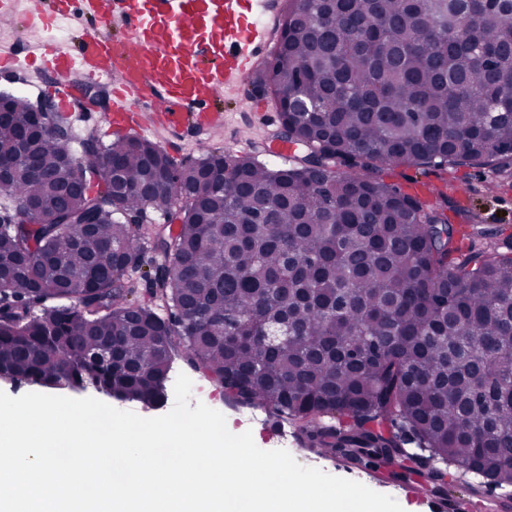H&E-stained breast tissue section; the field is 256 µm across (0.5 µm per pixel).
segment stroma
<instances>
[{
  "mask_svg": "<svg viewBox=\"0 0 512 512\" xmlns=\"http://www.w3.org/2000/svg\"><path fill=\"white\" fill-rule=\"evenodd\" d=\"M27 6L28 0H12L15 22L10 26L0 24V53H13L23 58L49 39L75 43L83 31L93 28L91 22L73 15L60 19L56 27L49 30L37 25L24 27L20 21L27 12ZM51 84L48 75L34 69L0 71V92L22 93L36 100L48 96ZM216 101L224 108L222 128L208 130L191 124L176 127L158 124L148 132V139L161 145L176 162L183 164L195 162L204 147L237 156L250 155L268 165L283 168L289 166L294 156L300 155V148L288 147L277 141L279 112L271 96L261 92L255 74L226 79ZM111 113L112 107L108 104L94 105L84 111L71 104L61 111L78 131H97L106 143L119 136L138 135L136 126L109 124ZM457 182L461 189L455 193V200L471 212L476 222L496 230L495 242L499 247L512 244V187L498 185L488 173L476 168L459 170ZM172 372L186 374L193 384L203 387L202 402L225 416L228 429H235L239 419H251V431L259 448L275 450L287 446L289 453L301 465L315 467L340 478L352 480L359 472V465L339 454L308 447L299 438L296 427H289L288 440L284 443L276 437H264L261 429L272 421L268 412L235 405L225 396L220 385L192 368L184 358H176ZM409 479L407 472L392 465L371 468L363 483L375 492L393 497L404 512H430V505L434 502L443 504V512H485L483 504L488 489L475 479L450 483L445 493H430L428 500L421 503L413 502L402 493L401 487Z\"/></svg>",
  "mask_w": 512,
  "mask_h": 512,
  "instance_id": "1",
  "label": "stroma"
}]
</instances>
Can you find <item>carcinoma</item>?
Wrapping results in <instances>:
<instances>
[{"label": "carcinoma", "mask_w": 512, "mask_h": 512, "mask_svg": "<svg viewBox=\"0 0 512 512\" xmlns=\"http://www.w3.org/2000/svg\"><path fill=\"white\" fill-rule=\"evenodd\" d=\"M262 79L300 99L286 140L298 164L270 168L201 149L179 167L154 142L118 137L95 166L65 162L45 135L33 167L20 138L29 102L0 122L12 164L0 223V378L160 409L184 358L236 404L298 424L311 448L364 465L429 451L444 482L512 486V248L453 200L456 173L512 181V0H288ZM122 167L127 190L94 194ZM448 173L431 203L386 182L391 169ZM52 172L87 181L63 195ZM452 209L461 223L449 221ZM178 212L155 242L163 309L130 303L139 225ZM95 221L93 234L80 226ZM288 324L271 341L269 328ZM103 345L112 358H95Z\"/></svg>", "instance_id": "carcinoma-1"}]
</instances>
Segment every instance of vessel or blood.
I'll return each instance as SVG.
<instances>
[{
    "label": "vessel or blood",
    "mask_w": 512,
    "mask_h": 512,
    "mask_svg": "<svg viewBox=\"0 0 512 512\" xmlns=\"http://www.w3.org/2000/svg\"><path fill=\"white\" fill-rule=\"evenodd\" d=\"M76 4L96 31L74 47L46 42L33 62L64 81L107 84L114 120L137 113L144 131L157 112L173 126L222 125L216 89L225 73L251 71L261 48V28L245 15L263 0H34L27 20L49 28ZM116 20L122 35H105Z\"/></svg>",
    "instance_id": "vessel-or-blood-1"
}]
</instances>
